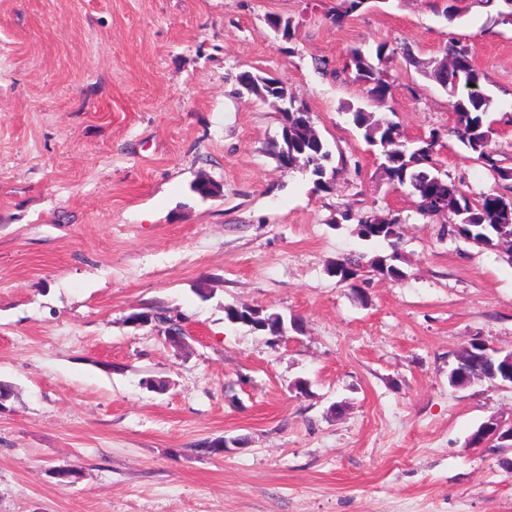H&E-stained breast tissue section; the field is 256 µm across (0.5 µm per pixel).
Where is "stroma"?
Listing matches in <instances>:
<instances>
[{
	"mask_svg": "<svg viewBox=\"0 0 512 512\" xmlns=\"http://www.w3.org/2000/svg\"><path fill=\"white\" fill-rule=\"evenodd\" d=\"M435 2L377 0L337 25L342 0H0V512H512V467L468 441L512 419V386L448 382L472 339L512 352V264L379 178L340 109L363 88L332 76L354 46L426 61L462 40L512 166V27ZM243 71L313 112L346 161L330 191L278 167L281 115L239 92ZM388 76L403 141L439 130L441 167L490 187L448 92L401 58ZM201 177L222 195L194 194ZM347 208L402 214L401 280L331 275L388 251L335 224ZM231 305L303 329L275 340ZM145 311L157 323L128 324Z\"/></svg>",
	"mask_w": 512,
	"mask_h": 512,
	"instance_id": "obj_1",
	"label": "stroma"
}]
</instances>
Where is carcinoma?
I'll use <instances>...</instances> for the list:
<instances>
[{"mask_svg": "<svg viewBox=\"0 0 512 512\" xmlns=\"http://www.w3.org/2000/svg\"><path fill=\"white\" fill-rule=\"evenodd\" d=\"M474 3L493 13L497 22L512 25V0H474ZM448 71L458 76V84L444 76L441 66L431 62L425 63L412 57L409 53L399 51L388 43L377 45L375 55H367L354 48L348 52V60L343 72L353 75V81L363 86L368 100L382 103L389 96L390 83L383 65L394 61L397 56L415 66L424 77L439 84L448 91L452 98L455 123L453 133L470 154V158L480 164L493 179L494 185L478 193L464 188L461 178H452L442 173L440 178L447 186L448 216L453 218L456 227L454 235L465 240H481L488 247H495L501 241L512 237V167L503 164L501 152L492 146L490 139L491 125L487 121L491 99L483 90L485 74L476 66L472 51L453 42L446 48ZM266 78L253 75V82L244 83L238 79L248 93L266 97H280L288 92L286 85L271 88L265 85ZM344 112L350 114L354 127L360 132L364 141L376 152L377 170L380 176L391 186L408 187L417 198L424 197L414 184L415 174L431 169L434 159L431 157L432 143L438 142L440 134L431 132L411 144L398 145V125L386 116H379L361 105L346 104ZM282 127L279 138L270 143L269 150L276 161H282L283 154L288 159L310 160L315 164L306 170L313 184L314 192L328 191L333 186L330 174L337 173L332 165L333 151L329 144L314 132L313 113L299 102L288 112L281 113ZM340 219L357 224V236L369 242L385 243L391 249L387 255H377L370 261L371 267L379 274L399 280L404 272L394 264L401 236L383 228L385 224H403L405 220L397 214L379 216L373 211H353L345 209L339 213ZM366 254L350 252L339 259V264L346 268L350 276L364 266ZM227 318L234 322L242 320L252 324V329L268 334L274 332L278 321L273 314L263 313L255 308L241 306L227 310ZM470 375L489 381L503 377L501 363L497 359H487L479 350L467 357Z\"/></svg>", "mask_w": 512, "mask_h": 512, "instance_id": "obj_1", "label": "carcinoma"}]
</instances>
